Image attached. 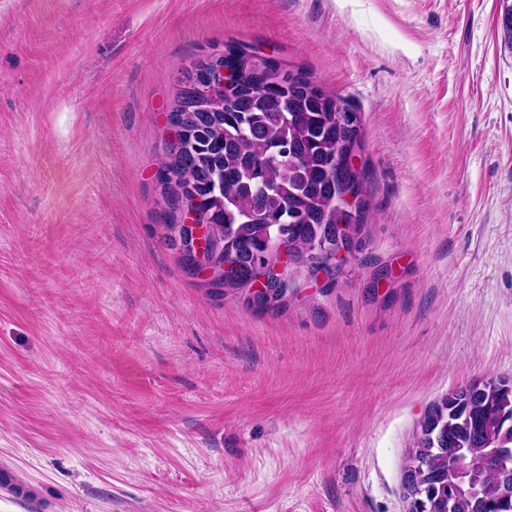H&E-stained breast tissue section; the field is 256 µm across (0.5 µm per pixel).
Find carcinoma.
I'll return each mask as SVG.
<instances>
[{
    "label": "carcinoma",
    "mask_w": 512,
    "mask_h": 512,
    "mask_svg": "<svg viewBox=\"0 0 512 512\" xmlns=\"http://www.w3.org/2000/svg\"><path fill=\"white\" fill-rule=\"evenodd\" d=\"M240 92L216 91L204 106L176 93L169 115L182 129L161 162L164 193L181 204L200 199L211 228V261L243 270L270 261L282 244L294 263L336 247V199L356 173L338 175L339 147L359 142L346 130L345 109L312 90L270 85L250 93L256 74L274 59H237ZM493 448H512V386L506 379H475L433 403L418 422L403 485L408 512H483L486 504L512 512V484L497 467ZM482 490L473 500L470 482Z\"/></svg>",
    "instance_id": "cac0c4a2"
}]
</instances>
